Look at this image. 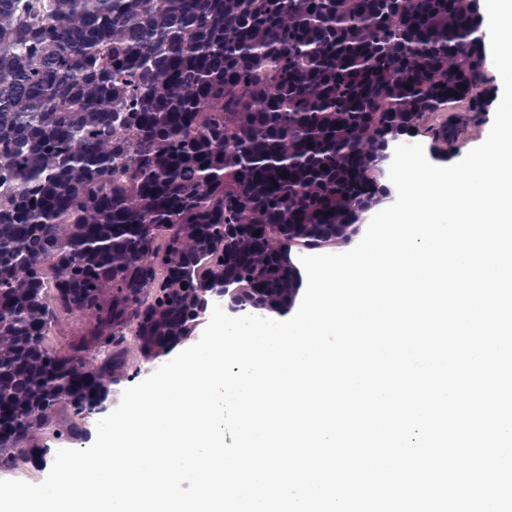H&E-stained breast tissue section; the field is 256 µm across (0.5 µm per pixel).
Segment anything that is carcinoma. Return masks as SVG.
<instances>
[{
  "label": "carcinoma",
  "instance_id": "cac0c4a2",
  "mask_svg": "<svg viewBox=\"0 0 512 512\" xmlns=\"http://www.w3.org/2000/svg\"><path fill=\"white\" fill-rule=\"evenodd\" d=\"M480 28L476 0H0V456L44 461L218 278L285 315L283 250L381 198L380 143L446 157L436 114L485 111Z\"/></svg>",
  "mask_w": 512,
  "mask_h": 512
}]
</instances>
